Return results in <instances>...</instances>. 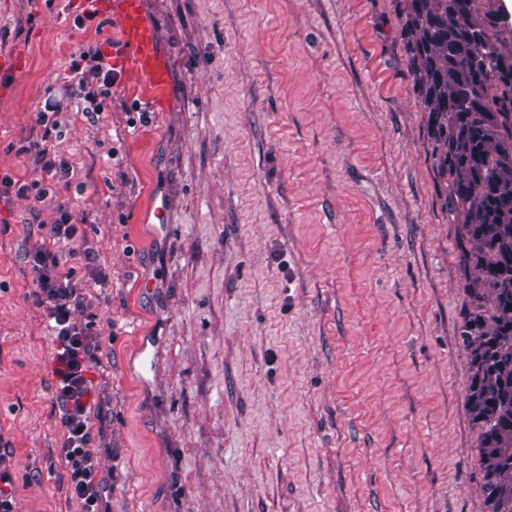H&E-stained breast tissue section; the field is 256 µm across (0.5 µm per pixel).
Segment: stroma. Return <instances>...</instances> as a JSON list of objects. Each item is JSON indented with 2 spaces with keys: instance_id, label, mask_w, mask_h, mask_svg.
<instances>
[{
  "instance_id": "stroma-1",
  "label": "stroma",
  "mask_w": 512,
  "mask_h": 512,
  "mask_svg": "<svg viewBox=\"0 0 512 512\" xmlns=\"http://www.w3.org/2000/svg\"><path fill=\"white\" fill-rule=\"evenodd\" d=\"M170 111L119 75L82 114L73 54L120 64L88 0H0V178L58 104L69 174L0 196V448L15 512H77L29 251L60 215L103 362L108 512H485L459 228L395 0H156ZM148 122H140V112ZM176 226L153 238L159 188ZM158 336L149 377L141 337Z\"/></svg>"
}]
</instances>
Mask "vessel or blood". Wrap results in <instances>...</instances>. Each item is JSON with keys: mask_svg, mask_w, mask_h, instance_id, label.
Instances as JSON below:
<instances>
[{"mask_svg": "<svg viewBox=\"0 0 512 512\" xmlns=\"http://www.w3.org/2000/svg\"><path fill=\"white\" fill-rule=\"evenodd\" d=\"M102 7L120 28L126 68L144 83L158 104L171 108L174 71L150 0H104ZM154 218L158 238L167 237L174 222L170 197H160Z\"/></svg>", "mask_w": 512, "mask_h": 512, "instance_id": "b4317fda", "label": "vessel or blood"}]
</instances>
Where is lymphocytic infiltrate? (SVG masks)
<instances>
[{
	"instance_id": "f902f5d3",
	"label": "lymphocytic infiltrate",
	"mask_w": 512,
	"mask_h": 512,
	"mask_svg": "<svg viewBox=\"0 0 512 512\" xmlns=\"http://www.w3.org/2000/svg\"><path fill=\"white\" fill-rule=\"evenodd\" d=\"M69 71L77 78L79 86L96 81L100 84L101 96H111L116 78L109 60L99 48L90 46L80 51L71 60ZM39 123L43 132L34 146L36 165L29 187L34 190L36 199L41 200L49 193L45 178L58 166V123L45 112L40 113ZM76 236L75 225L69 224L67 216H60L51 225L48 235L34 247L30 263L35 302L48 321L56 344L52 373L60 411L58 453L69 473L70 498L78 512H103L104 478L93 448L100 412L90 377L93 368L100 363L99 347L92 324L78 319L83 288L62 251L63 245L74 241Z\"/></svg>"
}]
</instances>
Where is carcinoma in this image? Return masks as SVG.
Segmentation results:
<instances>
[{
    "mask_svg": "<svg viewBox=\"0 0 512 512\" xmlns=\"http://www.w3.org/2000/svg\"><path fill=\"white\" fill-rule=\"evenodd\" d=\"M493 0H396L404 51L460 224L465 286L458 336L472 367L486 512H512V46Z\"/></svg>",
    "mask_w": 512,
    "mask_h": 512,
    "instance_id": "obj_1",
    "label": "carcinoma"
}]
</instances>
